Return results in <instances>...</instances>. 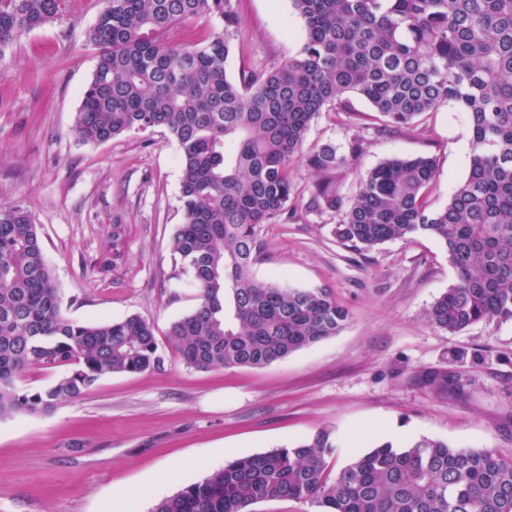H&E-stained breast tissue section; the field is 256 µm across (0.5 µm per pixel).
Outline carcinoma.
<instances>
[{
  "instance_id": "obj_1",
  "label": "carcinoma",
  "mask_w": 512,
  "mask_h": 512,
  "mask_svg": "<svg viewBox=\"0 0 512 512\" xmlns=\"http://www.w3.org/2000/svg\"><path fill=\"white\" fill-rule=\"evenodd\" d=\"M304 19L299 51L276 69L227 77L238 17L234 0H105L88 41L98 49L76 113L85 143L166 129L178 144L183 223L172 251L189 267L199 304L168 342L189 368H260L336 335L348 319L327 290L255 279L264 225L294 198L297 162L319 175L309 207L336 212V239L356 252L418 236L441 242L457 281L427 309L450 333L512 320V0H292ZM69 0H0V53L56 18ZM217 16L224 29L199 42L175 32ZM379 115L377 135L409 134L445 106L468 113L465 179L432 210L437 162L391 157L358 193L337 174L364 150L304 151L323 112L355 116L350 98ZM163 365L152 324L139 316L83 323L64 317L59 288L31 214L0 205V415L49 412L100 377ZM62 371L47 389L20 393L28 369ZM419 381L456 384L446 370ZM322 430L292 448L238 457L157 502L151 512H254L295 500L317 512H512V458L422 438L356 454L334 478Z\"/></svg>"
}]
</instances>
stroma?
Listing matches in <instances>:
<instances>
[{
  "label": "stroma",
  "mask_w": 512,
  "mask_h": 512,
  "mask_svg": "<svg viewBox=\"0 0 512 512\" xmlns=\"http://www.w3.org/2000/svg\"><path fill=\"white\" fill-rule=\"evenodd\" d=\"M104 0H71L60 18L24 33L0 56V205L28 210L39 227L63 314L78 322L137 315L153 324L161 368L102 376L83 396L48 414L0 416V512H151L161 495L203 479L234 458L291 448L320 429L336 446L337 472L398 429L512 458V320L457 333L425 312L455 284L443 244L430 237L390 241L358 253L334 235L336 214L308 202L316 180L295 166L293 216L261 231L260 281L325 288L348 311L336 336L262 368L197 371L167 341L172 322L197 304L191 272L171 250L183 221L179 148L164 130L83 143L76 113L97 54L87 35ZM237 33L226 63L279 65L300 49L305 24L291 0H235ZM355 119L315 118L305 149L368 145L340 178L344 195L390 157L430 155L437 171L431 208H443L466 177L467 113L443 107L421 129L377 136L374 115L353 99ZM425 370L459 378L445 392L423 387ZM170 471L164 494L150 477Z\"/></svg>",
  "instance_id": "35a3bbf8"
}]
</instances>
